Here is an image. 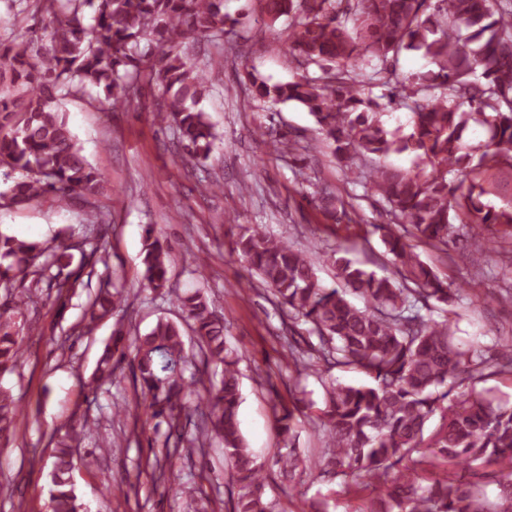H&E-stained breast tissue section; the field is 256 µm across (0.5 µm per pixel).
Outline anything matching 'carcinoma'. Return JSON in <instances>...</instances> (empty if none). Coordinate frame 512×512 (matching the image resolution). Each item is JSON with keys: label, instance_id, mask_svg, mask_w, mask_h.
Here are the masks:
<instances>
[{"label": "carcinoma", "instance_id": "carcinoma-1", "mask_svg": "<svg viewBox=\"0 0 512 512\" xmlns=\"http://www.w3.org/2000/svg\"><path fill=\"white\" fill-rule=\"evenodd\" d=\"M270 24L288 19V53L300 74L271 83L250 72L249 96L264 104H299L315 118L320 143L349 169L374 162L362 172L365 185L388 205V224L378 225L392 274L379 276L330 254L336 285L325 286L308 253L285 238L240 226L232 251L268 292L293 331L304 322L318 343L305 350L284 338L296 376L325 380L319 416L324 448L315 459L290 449L273 457L283 475L316 473L367 492L364 512H512V407L493 405L476 383L492 375L474 351L454 341L448 281L424 263L411 239L438 251L453 246L480 265L489 247L485 227L505 228L512 239V200L484 202L490 176L512 171V0H257ZM433 11H428V8ZM38 29L47 44L32 39L0 43V167L20 173L0 202L23 208L43 196L77 200L92 224L106 219L96 202L106 179L76 146L63 115L66 101L93 89L103 112L140 103L153 91L152 112L172 125L186 163L209 159L218 139L210 116L199 107L209 70L190 63L183 46L218 45L240 18L224 11V0H37ZM404 51H421L432 68L405 83L395 62ZM361 61L377 62L369 80L359 78ZM315 67L320 75L312 76ZM480 79L474 80L475 72ZM393 108L412 113L409 135L387 131L372 87ZM486 127L487 140L473 150L463 142L470 122ZM316 145L290 136L272 142L281 156L307 154ZM412 151L416 164L401 171L385 164L392 154ZM313 203L336 224L352 222L354 211L322 189ZM80 267L102 260L105 247L89 239ZM68 238L29 241L0 232V373L22 355L16 319L67 297L79 285ZM173 251L153 227L145 229L143 286L173 297L190 328L202 364L222 367L218 383L204 371L188 372L189 354L179 326L158 319L144 335L129 336L123 292L105 284L89 296L85 325L108 316L115 329L97 361L98 386L112 385L130 368L154 428L167 426L161 476L197 450L208 464V448H222L234 489L232 512H274L264 496V464L249 448L238 419L242 402L238 351L228 345L224 314L204 289L170 288ZM46 285L47 293L40 291ZM427 314H422L421 310ZM439 312V318L431 312ZM355 370L372 379L346 385L329 373ZM299 403L274 405L275 427L291 441ZM441 423L432 433L434 415ZM18 405L0 390V447H8ZM80 429L56 443L50 472L48 512H87L76 493L75 460L91 467L96 454L77 456ZM495 467L498 501L487 499L472 481L477 470Z\"/></svg>", "mask_w": 512, "mask_h": 512}]
</instances>
